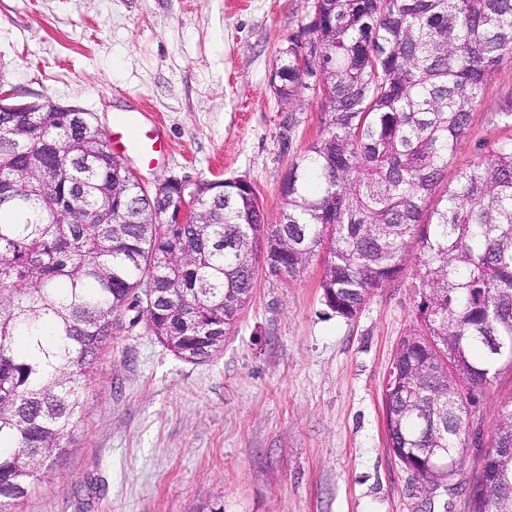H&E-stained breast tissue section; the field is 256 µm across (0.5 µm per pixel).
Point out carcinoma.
Segmentation results:
<instances>
[{
	"mask_svg": "<svg viewBox=\"0 0 512 512\" xmlns=\"http://www.w3.org/2000/svg\"><path fill=\"white\" fill-rule=\"evenodd\" d=\"M505 61L512 0H312L276 94L290 104L313 88L325 123L274 222L237 177L212 187L206 223L167 224L91 113L0 112V512L72 445L80 388L123 313L203 363L223 351L265 262L294 280L325 255L323 299L352 318L413 241L417 326L389 367L387 441L424 490L451 480L466 403L512 361V138L445 186L442 207L429 203ZM432 448L448 449L445 463ZM471 499L473 512H512V412Z\"/></svg>",
	"mask_w": 512,
	"mask_h": 512,
	"instance_id": "cac0c4a2",
	"label": "carcinoma"
}]
</instances>
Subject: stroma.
Segmentation results:
<instances>
[{"instance_id": "35a3bbf8", "label": "stroma", "mask_w": 512, "mask_h": 512, "mask_svg": "<svg viewBox=\"0 0 512 512\" xmlns=\"http://www.w3.org/2000/svg\"><path fill=\"white\" fill-rule=\"evenodd\" d=\"M311 0H0V89L50 99L110 127L148 108L167 150L126 157L145 187L243 177L269 219L294 162L322 133L324 106L294 104L272 78ZM512 63L474 103L444 183L512 136L497 110ZM322 258L295 281L260 273L223 351L176 357L146 323L121 320L81 390L72 447L47 462L13 512H471L481 457L512 411V364L468 405L473 440L451 490L427 496L387 445L385 380L415 323L414 268L352 319L322 298Z\"/></svg>"}]
</instances>
